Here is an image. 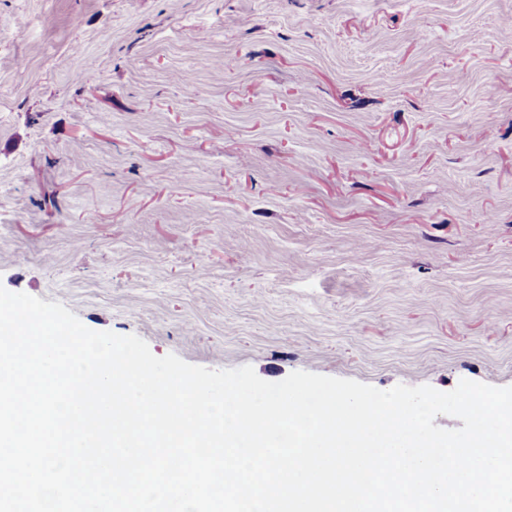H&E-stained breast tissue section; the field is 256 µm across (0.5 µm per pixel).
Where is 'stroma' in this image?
<instances>
[{
  "instance_id": "35a3bbf8",
  "label": "stroma",
  "mask_w": 512,
  "mask_h": 512,
  "mask_svg": "<svg viewBox=\"0 0 512 512\" xmlns=\"http://www.w3.org/2000/svg\"><path fill=\"white\" fill-rule=\"evenodd\" d=\"M512 0H0V286L158 357L512 386Z\"/></svg>"
}]
</instances>
